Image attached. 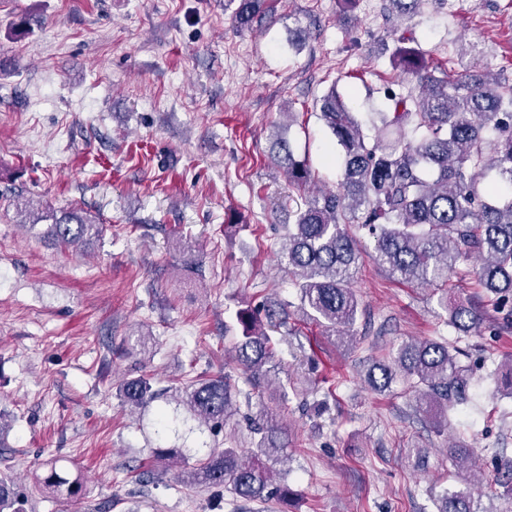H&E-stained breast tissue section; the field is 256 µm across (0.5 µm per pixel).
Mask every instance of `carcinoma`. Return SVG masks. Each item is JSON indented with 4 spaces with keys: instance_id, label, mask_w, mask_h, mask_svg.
<instances>
[{
    "instance_id": "cac0c4a2",
    "label": "carcinoma",
    "mask_w": 512,
    "mask_h": 512,
    "mask_svg": "<svg viewBox=\"0 0 512 512\" xmlns=\"http://www.w3.org/2000/svg\"><path fill=\"white\" fill-rule=\"evenodd\" d=\"M237 26L262 20L261 0H237ZM390 61L403 78L383 87L386 111L381 128L370 136L345 106L336 85L316 100L319 119L341 148L342 180L334 191L309 198L293 212L285 242L278 252L295 289L298 308L342 339L358 318L359 300L350 286L360 259V236L366 232L375 260L407 282L441 286L439 304L448 326L468 333L485 321L483 308L448 295L449 277L457 265L478 263L476 281L490 295L495 318L512 327V75H491L474 66L452 74L432 66L411 36H401ZM274 160L286 170L290 184L310 179L306 164L279 138ZM495 170L499 183L482 186L485 172ZM48 222L46 234L64 246L100 237L96 221L72 210L48 216L26 213L34 227ZM242 335L232 343L234 360L248 379L272 384L266 365L274 360L271 338L253 310L239 312ZM367 383L384 392L400 379L412 393L416 410L433 412L432 423L448 426V412L468 400L469 376L456 350L435 339L405 341L387 357L371 362ZM124 403L140 412L161 398L143 376L119 387ZM235 394L226 378L191 382L165 399L153 419L158 439L169 436L181 446L156 449L165 466L185 464L181 481L221 492L229 489L239 501L288 499L291 490L273 482L271 467L287 456L286 428L266 424L257 429L256 449L245 458L235 448L208 445L237 413ZM457 485L435 496L436 512H476L473 487L474 449L448 446ZM35 475L47 498L72 497L81 489V475L72 474L53 457ZM14 482L0 477V512H25Z\"/></svg>"
}]
</instances>
